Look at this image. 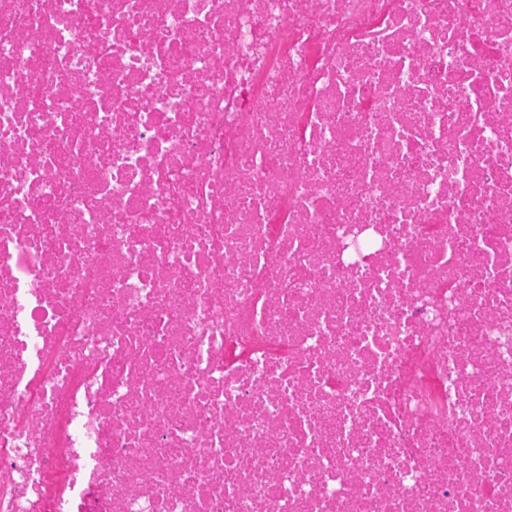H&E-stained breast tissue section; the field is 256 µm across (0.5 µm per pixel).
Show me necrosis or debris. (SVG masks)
I'll return each mask as SVG.
<instances>
[{
    "label": "necrosis or debris",
    "instance_id": "obj_1",
    "mask_svg": "<svg viewBox=\"0 0 512 512\" xmlns=\"http://www.w3.org/2000/svg\"><path fill=\"white\" fill-rule=\"evenodd\" d=\"M0 512H512V0H0Z\"/></svg>",
    "mask_w": 512,
    "mask_h": 512
}]
</instances>
